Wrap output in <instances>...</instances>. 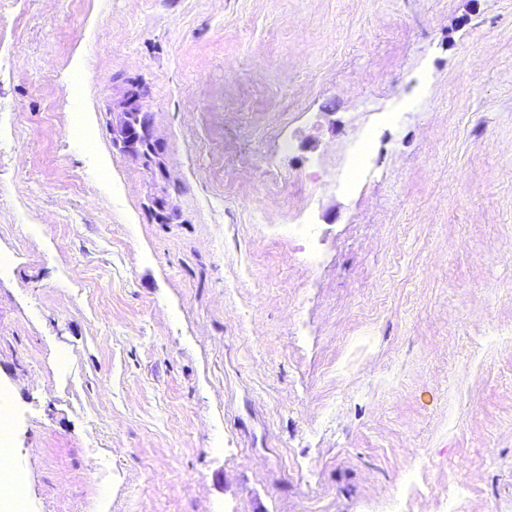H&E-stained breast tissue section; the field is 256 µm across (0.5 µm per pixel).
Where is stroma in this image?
Here are the masks:
<instances>
[{
	"label": "stroma",
	"instance_id": "stroma-1",
	"mask_svg": "<svg viewBox=\"0 0 512 512\" xmlns=\"http://www.w3.org/2000/svg\"><path fill=\"white\" fill-rule=\"evenodd\" d=\"M0 255L26 512H512V0H0ZM123 114L126 116V120L123 124L124 134L129 136L132 133L134 127L137 129L139 127V136L143 137L146 141H149L147 123L144 113H142V106L139 103L138 95L132 94L125 100L123 106Z\"/></svg>",
	"mask_w": 512,
	"mask_h": 512
}]
</instances>
